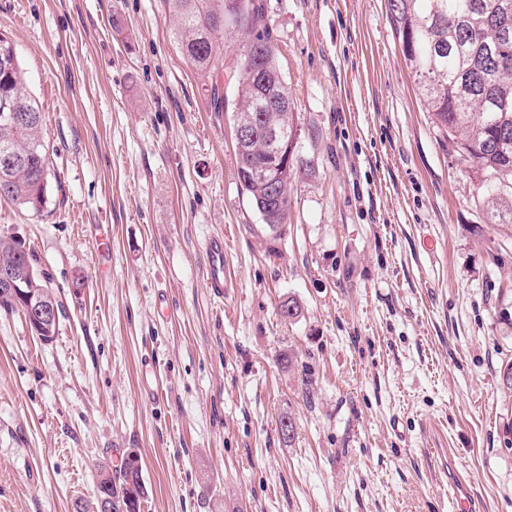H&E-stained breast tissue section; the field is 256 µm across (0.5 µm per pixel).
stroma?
Instances as JSON below:
<instances>
[{"label":"stroma","instance_id":"35a3bbf8","mask_svg":"<svg viewBox=\"0 0 512 512\" xmlns=\"http://www.w3.org/2000/svg\"><path fill=\"white\" fill-rule=\"evenodd\" d=\"M264 4L296 133L275 231L236 176L235 85L213 111L164 0H0L60 188L38 214L0 200V239L63 304L49 343L0 314V512L90 510L132 450L142 512H455L452 472L475 512H512V224L386 0ZM499 187L496 182H490L486 185V207L488 210V217L492 224H511L512 223V204L509 206L503 205L501 199L494 196V192ZM206 288L218 300L224 299L225 265L224 236L217 235L205 243Z\"/></svg>","mask_w":512,"mask_h":512}]
</instances>
